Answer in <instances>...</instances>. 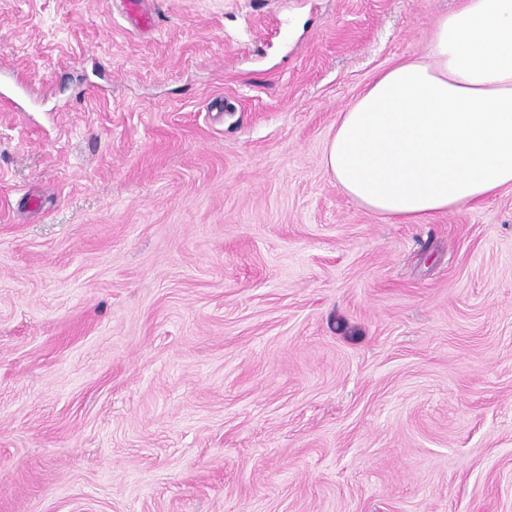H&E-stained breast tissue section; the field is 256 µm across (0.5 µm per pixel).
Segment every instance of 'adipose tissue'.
Masks as SVG:
<instances>
[{"mask_svg":"<svg viewBox=\"0 0 512 512\" xmlns=\"http://www.w3.org/2000/svg\"><path fill=\"white\" fill-rule=\"evenodd\" d=\"M324 164L381 217L421 224L512 187V0H465L427 58L384 72L341 112Z\"/></svg>","mask_w":512,"mask_h":512,"instance_id":"ef3b65f1","label":"adipose tissue"}]
</instances>
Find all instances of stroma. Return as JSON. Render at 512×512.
<instances>
[{
	"label": "stroma",
	"instance_id": "35a3bbf8",
	"mask_svg": "<svg viewBox=\"0 0 512 512\" xmlns=\"http://www.w3.org/2000/svg\"><path fill=\"white\" fill-rule=\"evenodd\" d=\"M463 0H0V512H512V188L324 165Z\"/></svg>",
	"mask_w": 512,
	"mask_h": 512
}]
</instances>
